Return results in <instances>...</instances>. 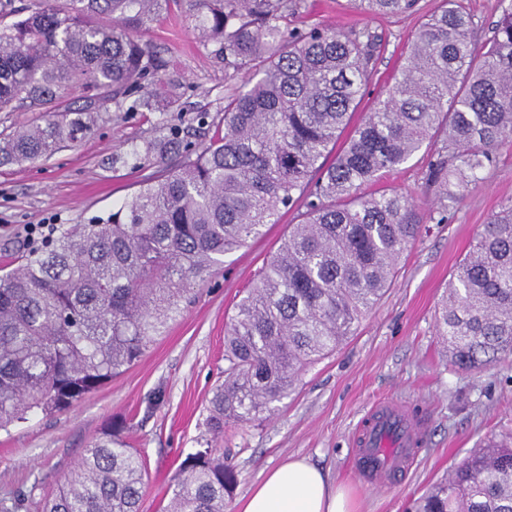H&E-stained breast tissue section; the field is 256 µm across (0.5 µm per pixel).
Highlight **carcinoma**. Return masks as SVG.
Segmentation results:
<instances>
[{"instance_id": "carcinoma-1", "label": "carcinoma", "mask_w": 512, "mask_h": 512, "mask_svg": "<svg viewBox=\"0 0 512 512\" xmlns=\"http://www.w3.org/2000/svg\"><path fill=\"white\" fill-rule=\"evenodd\" d=\"M178 0H0V112L43 116L0 132V165L47 159L91 134L95 113L140 91L176 106L145 30ZM397 16L417 0H351ZM203 45L236 73L224 135L198 146L179 132L146 154L179 162L147 177L107 219L74 224L0 275V430L59 412L140 359L178 316L189 286L262 235L306 196L278 252L236 304L224 383L209 401L213 435L273 414L302 372L336 351L380 300L417 237L413 201L362 187L431 151L442 198L482 180L512 148V6L485 44L472 16L444 0L411 37L406 65L351 125L380 47L368 30L290 26L296 0H195ZM12 18L9 23L6 18ZM80 90L83 104L70 102ZM351 132L341 148L339 135ZM451 364L482 370L512 356V201L459 265L437 319ZM146 463L110 431L92 439L43 512H141ZM237 482L215 448L190 453L162 512H225ZM415 512H512V436L472 449Z\"/></svg>"}]
</instances>
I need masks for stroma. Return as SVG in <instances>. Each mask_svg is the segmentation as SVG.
<instances>
[{"instance_id": "35a3bbf8", "label": "stroma", "mask_w": 512, "mask_h": 512, "mask_svg": "<svg viewBox=\"0 0 512 512\" xmlns=\"http://www.w3.org/2000/svg\"><path fill=\"white\" fill-rule=\"evenodd\" d=\"M296 21L342 30L366 29L382 40L373 61L368 111L374 95L405 62L409 40L442 0H419L415 12L374 17L349 0H298ZM192 0H178L137 37L164 62L161 76L180 95L173 111L129 110L108 104L91 135L51 158L0 166V268L21 265L38 242L24 228L45 225L51 235L73 224L107 218L157 171L154 156L134 160V150L178 130L182 139L207 142L224 129V98L240 84L232 69L203 47ZM430 156L419 151L405 164L364 186V193L395 190L412 198L421 230L398 260L382 298L354 334L305 371L288 399L256 426L228 430L212 442L209 400L224 380V323L242 292L276 253L296 211H281L224 259V266L193 283L190 301L136 364L66 410L40 413L0 431V512L24 496L23 512H40L41 500L71 476L88 442L113 429L147 461L141 512H160L171 478L189 453L217 445L238 474L226 512L267 469L304 457L348 486L359 512H411L414 499L487 438L512 431V358L463 372L448 360L435 319L444 291L475 236L512 200V151L502 150L482 184L459 195L448 220L430 221L438 199L426 182ZM391 402L422 413L428 434L419 457L400 482L374 491L353 474L352 434L371 405Z\"/></svg>"}]
</instances>
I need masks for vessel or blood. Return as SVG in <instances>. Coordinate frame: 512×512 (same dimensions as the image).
Here are the masks:
<instances>
[{"instance_id":"vessel-or-blood-1","label":"vessel or blood","mask_w":512,"mask_h":512,"mask_svg":"<svg viewBox=\"0 0 512 512\" xmlns=\"http://www.w3.org/2000/svg\"><path fill=\"white\" fill-rule=\"evenodd\" d=\"M425 428L424 421L395 405L372 407L354 435L352 459L358 476L373 486L387 485L394 469L414 455Z\"/></svg>"}]
</instances>
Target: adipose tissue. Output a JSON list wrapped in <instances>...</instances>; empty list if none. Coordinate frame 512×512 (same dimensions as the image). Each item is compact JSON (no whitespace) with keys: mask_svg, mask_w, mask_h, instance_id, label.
Returning a JSON list of instances; mask_svg holds the SVG:
<instances>
[{"mask_svg":"<svg viewBox=\"0 0 512 512\" xmlns=\"http://www.w3.org/2000/svg\"><path fill=\"white\" fill-rule=\"evenodd\" d=\"M240 512H355L349 492L303 458L267 470Z\"/></svg>","mask_w":512,"mask_h":512,"instance_id":"obj_1","label":"adipose tissue"}]
</instances>
